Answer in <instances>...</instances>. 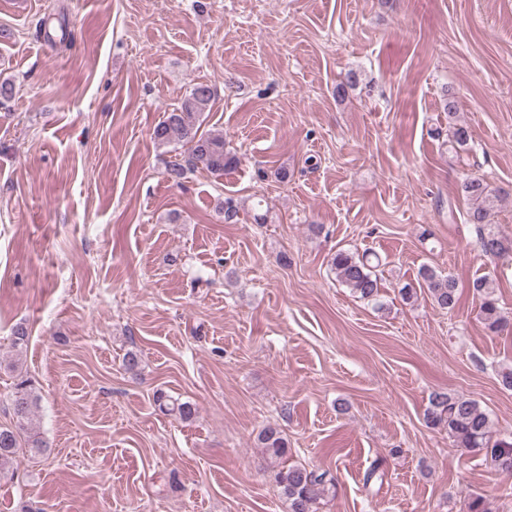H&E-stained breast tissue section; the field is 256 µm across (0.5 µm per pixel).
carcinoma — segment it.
<instances>
[{"instance_id": "carcinoma-1", "label": "carcinoma", "mask_w": 512, "mask_h": 512, "mask_svg": "<svg viewBox=\"0 0 512 512\" xmlns=\"http://www.w3.org/2000/svg\"><path fill=\"white\" fill-rule=\"evenodd\" d=\"M213 92L206 84L195 85L182 101L181 106L166 113L165 119L154 129V139L161 145L177 141L185 147L184 155L167 163V179L175 184L181 182L186 173L195 168L222 173L238 162V159L224 150V137L199 132L200 117L211 110ZM465 198L470 202L468 221L471 224L489 223V214L499 196L488 188L486 182L471 176L462 186ZM485 254L496 258H512V241L508 242L494 234L481 236ZM331 268L339 282L350 288L360 298L373 301L381 288V278L376 266L368 255L357 257L347 251L338 250L331 257ZM422 283L419 288L427 290L433 305L441 310L453 311L459 303V292L455 280L443 276L436 270L424 268L420 272ZM417 288V289H419ZM473 295L481 300L480 317L487 328L498 332L506 327L498 303L494 298L493 286L484 278H476L470 284ZM417 289L410 284L400 289L402 300L408 302L417 297ZM29 334L24 328L13 332L12 346L16 363H21L26 351ZM11 401L16 422L12 426H0V478L9 475L17 458L26 453H40L47 447L31 425V416L37 396L31 379L17 375ZM155 403L167 415L182 421L191 420L196 414L195 404L181 401L164 392H158ZM425 421L432 428L448 430V436L459 448L483 452L498 469L512 472V441L492 440L487 414L471 399L453 397L446 392H435L425 413ZM257 445L275 458H282L288 452V442L278 426L264 425L257 433ZM274 482L288 500L289 512H318L321 500L326 496L333 479L326 472L309 470L299 465H284L274 472Z\"/></svg>"}]
</instances>
